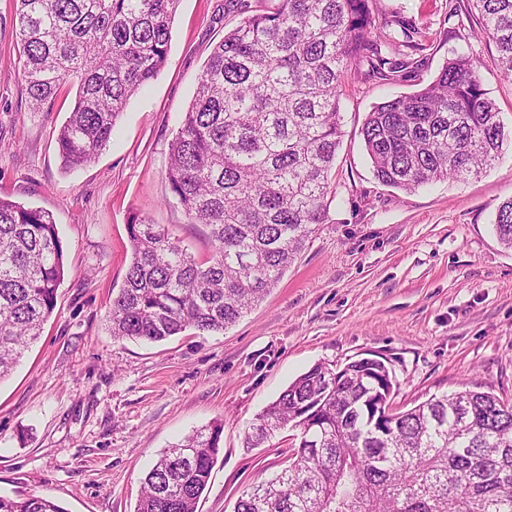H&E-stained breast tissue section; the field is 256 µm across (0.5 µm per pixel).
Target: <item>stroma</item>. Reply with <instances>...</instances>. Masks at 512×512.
<instances>
[{"mask_svg":"<svg viewBox=\"0 0 512 512\" xmlns=\"http://www.w3.org/2000/svg\"><path fill=\"white\" fill-rule=\"evenodd\" d=\"M224 4L181 0L161 73L130 99L99 158L69 170L56 135L76 90L31 111L14 2L0 0V197L52 214L65 249L56 307L0 381L1 495L41 496L65 512H135L160 452L220 423L197 512H234L243 490L285 467L292 450L288 430L246 447L249 426L319 362L383 357L401 410L464 387L512 399V251L494 232L512 198V149L468 180L404 191L377 181L361 135L373 106L419 90L457 55L477 65L512 130V80L468 0H380L419 31L422 64L400 83L346 82L328 219L262 301L219 333L112 338L133 214L170 225L195 256L210 250L204 228L170 202L166 165L205 62L238 20Z\"/></svg>","mask_w":512,"mask_h":512,"instance_id":"stroma-1","label":"stroma"}]
</instances>
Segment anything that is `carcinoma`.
I'll list each match as a JSON object with an SVG mask.
<instances>
[{"mask_svg":"<svg viewBox=\"0 0 512 512\" xmlns=\"http://www.w3.org/2000/svg\"><path fill=\"white\" fill-rule=\"evenodd\" d=\"M181 0H17L19 75L34 112L76 88L57 135L69 169L96 160L130 98L159 75ZM512 79V0H471ZM242 15L216 43L170 143L169 189L208 229L199 260L164 224L134 215L132 260L112 298L115 339L159 342L188 329L222 332L264 299L327 220L341 142L345 79L403 82L423 44L399 49L377 0H234ZM375 178L402 190L464 181L512 145L473 61L450 58L419 90L378 103L362 127ZM512 250V198L495 218ZM64 248L52 215L0 199V380L56 306ZM384 361L319 363L259 413L256 448L297 431L288 465L243 492L235 512H512V399L456 390L392 407ZM213 424L160 453L135 512H197L220 450ZM0 512H64L52 500L0 495Z\"/></svg>","mask_w":512,"mask_h":512,"instance_id":"obj_1","label":"carcinoma"}]
</instances>
